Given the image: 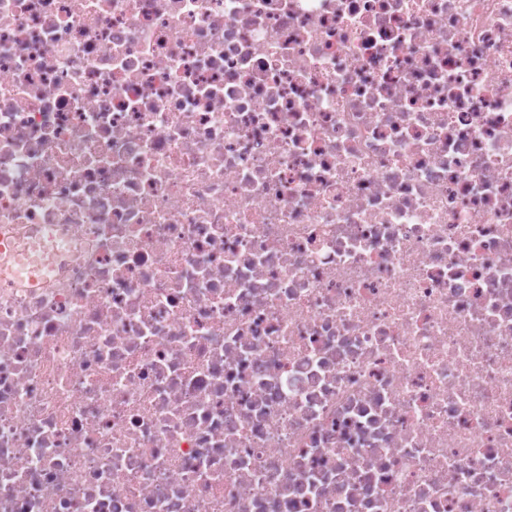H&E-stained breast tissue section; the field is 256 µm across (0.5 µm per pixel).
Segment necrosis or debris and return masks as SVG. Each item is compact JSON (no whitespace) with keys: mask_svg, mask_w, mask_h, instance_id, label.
I'll return each mask as SVG.
<instances>
[{"mask_svg":"<svg viewBox=\"0 0 512 512\" xmlns=\"http://www.w3.org/2000/svg\"><path fill=\"white\" fill-rule=\"evenodd\" d=\"M0 512H512V0H0Z\"/></svg>","mask_w":512,"mask_h":512,"instance_id":"obj_1","label":"necrosis or debris"}]
</instances>
